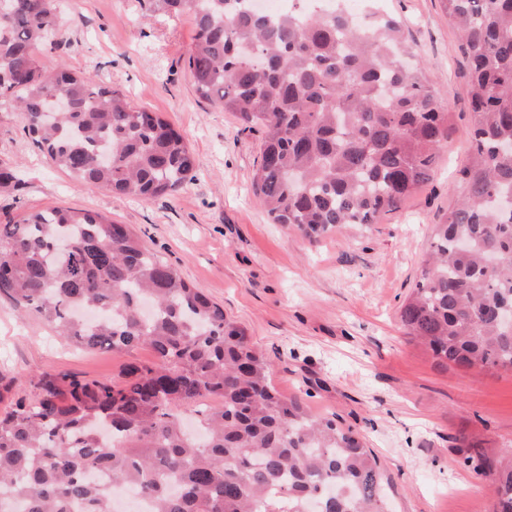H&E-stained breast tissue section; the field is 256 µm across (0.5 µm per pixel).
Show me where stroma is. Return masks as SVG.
I'll return each instance as SVG.
<instances>
[{
	"label": "stroma",
	"instance_id": "obj_1",
	"mask_svg": "<svg viewBox=\"0 0 512 512\" xmlns=\"http://www.w3.org/2000/svg\"><path fill=\"white\" fill-rule=\"evenodd\" d=\"M450 103L454 133L432 180L379 223L312 244L272 223L255 196L261 135L200 99L189 69L190 17L144 21L138 0H60L62 29L37 59L121 91L185 134L199 160L173 195L138 200L90 191L34 144L17 113L0 112V160L18 186L0 191V224L26 211L74 207L128 225L152 253L223 306L269 363L283 395L305 392L313 415H338L363 437L392 484V512H491L489 481L466 466L459 438L483 452L512 447V372L440 364L407 336L398 312L421 276L432 225L459 200L457 169L470 155L468 63L442 0H384ZM140 347L88 351L0 299V377L27 395L42 371L115 380L149 364Z\"/></svg>",
	"mask_w": 512,
	"mask_h": 512
}]
</instances>
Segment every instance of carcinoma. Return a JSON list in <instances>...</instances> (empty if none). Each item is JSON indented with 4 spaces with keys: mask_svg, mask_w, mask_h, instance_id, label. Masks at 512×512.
<instances>
[{
    "mask_svg": "<svg viewBox=\"0 0 512 512\" xmlns=\"http://www.w3.org/2000/svg\"><path fill=\"white\" fill-rule=\"evenodd\" d=\"M252 2L140 5L146 20L192 19L195 92L261 133L253 189L272 223L311 242L377 223L432 180L453 132L449 104L397 18L373 9L360 26L322 0L303 12L288 0L286 16ZM444 7L469 62L472 151L399 320L443 363L512 370V325L500 320L512 310V208L501 204L512 196V0ZM59 27L55 0H0V110L19 112L88 190L178 192L197 167L181 133L87 75L39 67ZM57 92L68 109H55ZM491 253L504 260L496 269ZM0 297L83 348L156 355L112 382L43 371L0 413V492L24 512H114L131 482L152 512H390L363 438L282 395L246 329L124 225L72 207L0 224ZM84 309L98 319L83 321ZM478 468L492 478V512H512V448L480 453Z\"/></svg>",
    "mask_w": 512,
    "mask_h": 512,
    "instance_id": "carcinoma-1",
    "label": "carcinoma"
}]
</instances>
